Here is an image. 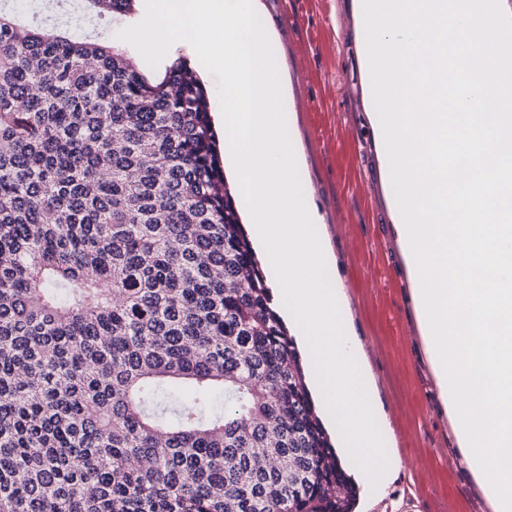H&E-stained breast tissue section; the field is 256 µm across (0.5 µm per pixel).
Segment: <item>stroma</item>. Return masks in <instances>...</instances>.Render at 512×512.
<instances>
[{"instance_id": "obj_1", "label": "stroma", "mask_w": 512, "mask_h": 512, "mask_svg": "<svg viewBox=\"0 0 512 512\" xmlns=\"http://www.w3.org/2000/svg\"><path fill=\"white\" fill-rule=\"evenodd\" d=\"M261 2L283 61L284 108L301 149L302 186L332 253L347 329L362 347L377 424L388 429L397 460L382 498L359 493L355 512H493L463 460L427 360L369 116L360 34L351 22L356 0ZM142 5L134 0L126 16L91 21L79 0L65 15L51 0H0V10L22 22L37 18L70 35L97 34L156 82L166 67H150L116 38L121 24L141 20Z\"/></svg>"}]
</instances>
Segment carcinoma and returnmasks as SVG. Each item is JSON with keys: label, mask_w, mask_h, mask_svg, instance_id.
Returning a JSON list of instances; mask_svg holds the SVG:
<instances>
[{"label": "carcinoma", "mask_w": 512, "mask_h": 512, "mask_svg": "<svg viewBox=\"0 0 512 512\" xmlns=\"http://www.w3.org/2000/svg\"><path fill=\"white\" fill-rule=\"evenodd\" d=\"M217 141L185 59L0 13V512H355Z\"/></svg>", "instance_id": "cac0c4a2"}]
</instances>
